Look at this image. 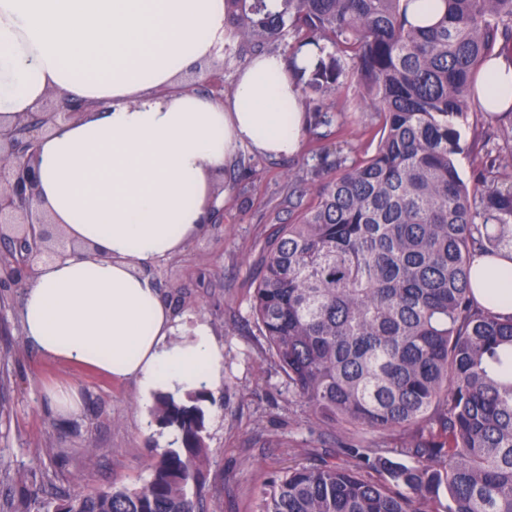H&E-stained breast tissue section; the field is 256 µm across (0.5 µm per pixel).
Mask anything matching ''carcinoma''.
<instances>
[{"mask_svg":"<svg viewBox=\"0 0 512 512\" xmlns=\"http://www.w3.org/2000/svg\"><path fill=\"white\" fill-rule=\"evenodd\" d=\"M410 0H224L230 37L257 53L286 39L319 49L302 106L314 125L344 85L382 120L372 155L311 189L292 224L266 237L251 309L293 394L325 424L378 433L344 460L269 477L255 512H512V316L480 307L471 259L512 247V184L467 185L456 122L479 108L486 62L512 60V0H443L422 27ZM351 68H345L346 63ZM200 391L157 397L174 427L137 488L35 494L11 512H198L210 450ZM397 443L394 449L389 442ZM397 451L414 461L393 462ZM448 493V503L440 490Z\"/></svg>","mask_w":512,"mask_h":512,"instance_id":"cac0c4a2","label":"carcinoma"}]
</instances>
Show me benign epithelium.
I'll use <instances>...</instances> for the list:
<instances>
[{"instance_id":"benign-epithelium-1","label":"benign epithelium","mask_w":512,"mask_h":512,"mask_svg":"<svg viewBox=\"0 0 512 512\" xmlns=\"http://www.w3.org/2000/svg\"><path fill=\"white\" fill-rule=\"evenodd\" d=\"M85 111L84 102L61 99L52 91L36 111L0 129V256H10L24 247L17 267L19 277L15 278L21 286L34 276L39 263L66 251L60 242L51 244L47 220L36 204L37 174L30 159L37 139L61 122L78 119Z\"/></svg>"}]
</instances>
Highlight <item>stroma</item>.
<instances>
[{
  "mask_svg": "<svg viewBox=\"0 0 512 512\" xmlns=\"http://www.w3.org/2000/svg\"><path fill=\"white\" fill-rule=\"evenodd\" d=\"M329 116L330 125L305 132L296 155L270 159L240 150L242 169H224L223 223L207 225L181 255L149 270L178 316L205 321L224 343V384L201 404L210 450L204 512H253L268 477L296 464L338 461L350 437L346 427L321 424L292 393L267 361L250 312L259 243L271 225L294 221L293 187H310L324 157L350 165L375 149L381 119L361 104L354 85L342 88ZM461 135L478 144L456 159L464 181L487 154L512 153V122L473 111ZM20 297L12 281H0V470L23 473L46 501L74 490L142 486L156 451L168 445L166 428L146 421L132 383L40 359L16 320ZM54 382L79 389L78 416L53 414L45 389Z\"/></svg>",
  "mask_w": 512,
  "mask_h": 512,
  "instance_id": "1",
  "label": "stroma"
}]
</instances>
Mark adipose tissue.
<instances>
[{
    "mask_svg": "<svg viewBox=\"0 0 512 512\" xmlns=\"http://www.w3.org/2000/svg\"><path fill=\"white\" fill-rule=\"evenodd\" d=\"M225 41L224 0H0V126L52 89L89 104L36 145L39 207L77 249L29 281L22 333L42 359L133 382L145 410L224 383L223 342L181 327L149 268L202 233L238 149L296 154L307 125L282 56L252 60L223 102L184 83ZM477 88L511 107L512 60ZM471 264L476 302L512 315V250Z\"/></svg>",
    "mask_w": 512,
    "mask_h": 512,
    "instance_id": "ef3b65f1",
    "label": "adipose tissue"
}]
</instances>
